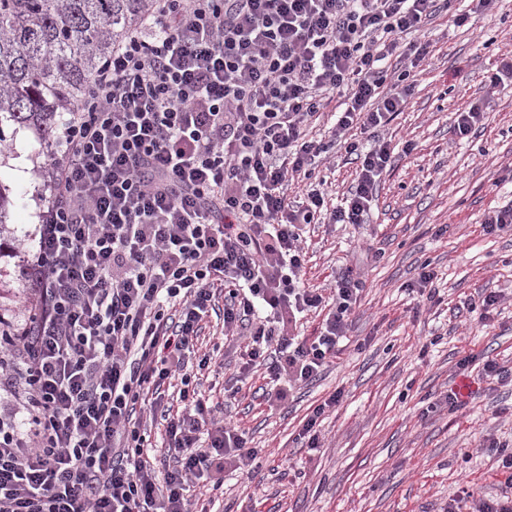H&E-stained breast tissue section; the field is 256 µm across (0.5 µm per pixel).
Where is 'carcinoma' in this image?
Returning a JSON list of instances; mask_svg holds the SVG:
<instances>
[{"label":"carcinoma","instance_id":"1","mask_svg":"<svg viewBox=\"0 0 512 512\" xmlns=\"http://www.w3.org/2000/svg\"><path fill=\"white\" fill-rule=\"evenodd\" d=\"M147 8L148 0H0V142L6 124L48 134Z\"/></svg>","mask_w":512,"mask_h":512}]
</instances>
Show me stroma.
I'll use <instances>...</instances> for the list:
<instances>
[{"mask_svg": "<svg viewBox=\"0 0 512 512\" xmlns=\"http://www.w3.org/2000/svg\"><path fill=\"white\" fill-rule=\"evenodd\" d=\"M465 16L463 25L454 16ZM430 58L414 92L386 127L395 149L366 223L311 224L301 233L303 281L331 288L360 266L365 288L338 352L316 380L269 405L263 372L250 376L225 413L258 452L252 473L226 470L217 512H444L462 484L498 493L490 443L512 445V387L477 379L491 357L512 366V230L484 234L489 211L512 201V91L487 78L512 54V0L471 13L451 0L426 26ZM483 101L488 123L468 138L450 130L456 113ZM0 185L10 199L0 229V326L24 321L31 292L20 266L43 206L50 141L5 129ZM383 253L378 262L368 249ZM436 277L422 302L423 264ZM505 297L480 319L481 292ZM462 392L449 409L446 389ZM343 395L321 416L323 446L298 435L312 409Z\"/></svg>", "mask_w": 512, "mask_h": 512, "instance_id": "1", "label": "stroma"}]
</instances>
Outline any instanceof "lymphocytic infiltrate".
<instances>
[{"label": "lymphocytic infiltrate", "mask_w": 512, "mask_h": 512, "mask_svg": "<svg viewBox=\"0 0 512 512\" xmlns=\"http://www.w3.org/2000/svg\"><path fill=\"white\" fill-rule=\"evenodd\" d=\"M57 138L35 245L21 270L35 297L0 336L10 412L0 417V512H195L190 491L224 487L258 456L220 405L191 389L199 323L224 292V334L243 339L240 374L265 365L277 388L316 378L363 291L360 271L331 298L305 287L300 229L362 224L391 165L382 130L402 112L427 44L413 34L448 0H149ZM331 128L360 164L343 204L311 177L328 143L307 128L333 98ZM326 308L300 340L297 314ZM180 379V412L161 388ZM159 416L175 464L157 471L144 415ZM504 488L459 489L448 512H512Z\"/></svg>", "instance_id": "1"}]
</instances>
